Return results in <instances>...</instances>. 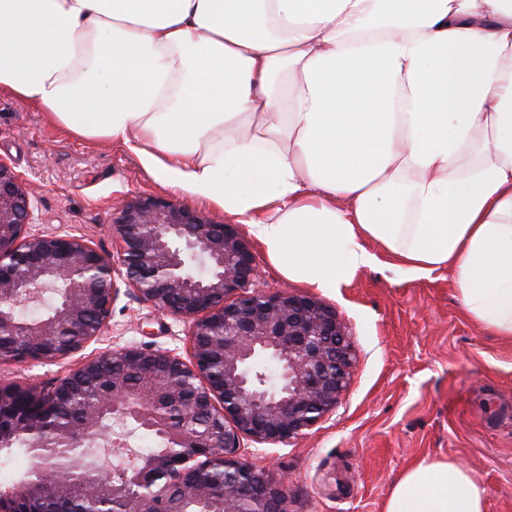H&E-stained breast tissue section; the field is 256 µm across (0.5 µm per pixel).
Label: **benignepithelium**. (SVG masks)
<instances>
[{"label": "benign epithelium", "mask_w": 512, "mask_h": 512, "mask_svg": "<svg viewBox=\"0 0 512 512\" xmlns=\"http://www.w3.org/2000/svg\"><path fill=\"white\" fill-rule=\"evenodd\" d=\"M32 198L0 161V365L82 351L102 335L119 278L157 310L190 322V352L185 360L129 345L86 359L49 387L0 383V438L26 428L36 450L57 431L73 450L66 465L38 454L32 472L0 490V512L76 491L119 512H185L187 501L220 512H288L285 483L240 448L245 439L287 442L335 412L355 365L336 311L309 294L256 288L260 270L236 225L185 205L154 196L128 202L113 217L109 255L76 236L28 234ZM45 288L62 289L51 313L17 319ZM109 356L122 369L105 378L81 423L58 429L55 415ZM168 406L181 418L162 428L163 448L139 456L120 480L79 452L103 415L152 428Z\"/></svg>", "instance_id": "7a95c632"}]
</instances>
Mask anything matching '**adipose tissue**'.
<instances>
[{
  "mask_svg": "<svg viewBox=\"0 0 512 512\" xmlns=\"http://www.w3.org/2000/svg\"><path fill=\"white\" fill-rule=\"evenodd\" d=\"M119 141L322 291L448 270L512 338V0H0V89ZM385 512H486L454 461Z\"/></svg>",
  "mask_w": 512,
  "mask_h": 512,
  "instance_id": "ef3b65f1",
  "label": "adipose tissue"
}]
</instances>
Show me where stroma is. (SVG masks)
<instances>
[{"label":"stroma","mask_w":512,"mask_h":512,"mask_svg":"<svg viewBox=\"0 0 512 512\" xmlns=\"http://www.w3.org/2000/svg\"><path fill=\"white\" fill-rule=\"evenodd\" d=\"M0 160L36 192L31 233L70 234L112 250V214L152 194L221 221L206 199L155 181L120 142L88 143L0 89ZM320 300L339 315L356 354L337 409L286 443L245 442V459L288 487V512H384L400 476L421 459L453 460L485 489L486 512H512V339L463 307L447 271L407 279L380 255ZM188 321L120 290L102 336L58 362L0 366V382L52 385L83 356L128 345L189 354Z\"/></svg>","instance_id":"1"}]
</instances>
